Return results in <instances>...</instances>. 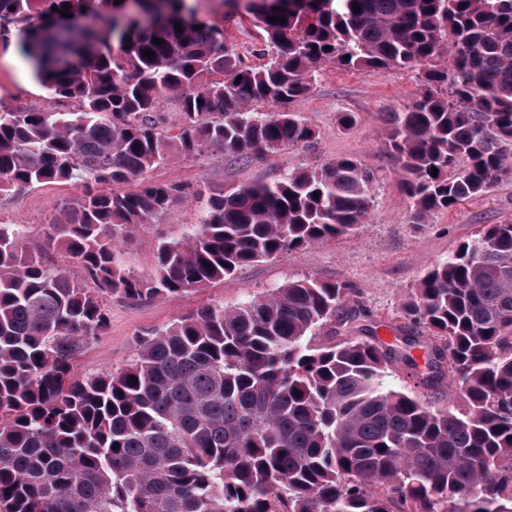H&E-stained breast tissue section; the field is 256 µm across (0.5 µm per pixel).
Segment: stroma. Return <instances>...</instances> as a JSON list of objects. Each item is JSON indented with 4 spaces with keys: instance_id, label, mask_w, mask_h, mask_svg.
Listing matches in <instances>:
<instances>
[{
    "instance_id": "1",
    "label": "stroma",
    "mask_w": 512,
    "mask_h": 512,
    "mask_svg": "<svg viewBox=\"0 0 512 512\" xmlns=\"http://www.w3.org/2000/svg\"><path fill=\"white\" fill-rule=\"evenodd\" d=\"M191 2L200 19L223 26L246 65H261V58L250 52L260 32L253 15L234 0ZM419 85V75L412 70L370 72L324 64L318 67L310 91L288 105L314 130L309 145L288 147L266 159H240L221 152L189 157L172 149L163 164L147 172V179L181 183L193 192L210 194L241 185L273 184L299 167L352 156L376 175L374 206L367 224L354 234L239 268L230 279L208 287L139 302L113 299L107 334L76 356L75 372L95 375L122 369L133 361L141 340L199 307L209 303L230 307L260 299L302 277L352 283L355 292L345 307L358 314L360 324L373 326L380 336L408 333L403 307L427 266L454 252L480 225L512 223V177H506L483 194L431 215L424 225L415 224L412 203L400 187L382 134L386 113L410 104ZM32 107L68 112L73 104L55 99L33 76L15 38L2 37L0 112ZM344 112L354 117L351 127L340 121ZM82 191V186L72 183H48L0 194V224L22 225L26 252L62 268L80 283L86 280L83 269L51 238L58 207ZM201 217L199 205L190 197L159 222L145 226L139 243L124 253L126 268L137 275L151 273L156 243L181 240Z\"/></svg>"
}]
</instances>
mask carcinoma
<instances>
[{
  "mask_svg": "<svg viewBox=\"0 0 512 512\" xmlns=\"http://www.w3.org/2000/svg\"><path fill=\"white\" fill-rule=\"evenodd\" d=\"M134 2L0 0V36L77 104L0 113V192L84 183L56 223L93 284L24 256L20 225L0 224V512H512L511 222L425 269L400 346L339 336L354 286L303 277L199 308L123 369L73 368L112 299L206 288L348 236L372 211L375 176L350 156L198 192L200 224L158 242L154 274L131 275L124 246L188 195L144 177L173 147L163 101L178 98L184 154L264 158L313 140L285 105L321 64L417 69L420 94L385 122L421 225L512 176V0H249L258 67L190 0ZM65 5L99 23L60 33ZM396 364L428 390L452 381L457 404L386 386Z\"/></svg>",
  "mask_w": 512,
  "mask_h": 512,
  "instance_id": "obj_1",
  "label": "carcinoma"
}]
</instances>
